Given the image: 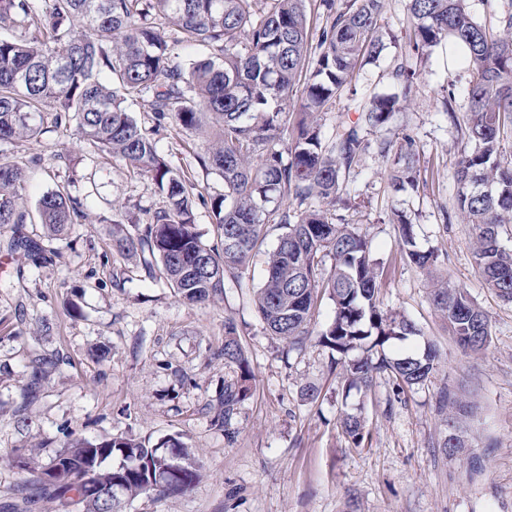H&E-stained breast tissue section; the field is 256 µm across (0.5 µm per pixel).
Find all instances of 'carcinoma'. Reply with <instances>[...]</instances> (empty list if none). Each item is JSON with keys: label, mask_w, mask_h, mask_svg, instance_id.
I'll return each mask as SVG.
<instances>
[{"label": "carcinoma", "mask_w": 512, "mask_h": 512, "mask_svg": "<svg viewBox=\"0 0 512 512\" xmlns=\"http://www.w3.org/2000/svg\"><path fill=\"white\" fill-rule=\"evenodd\" d=\"M306 0H0V26L18 34L0 36V145L41 133L44 113L59 127L77 121L83 137L109 159L120 158L146 175L167 199L166 208L136 234L112 227V250L128 257L148 252L158 264L148 275L174 288L190 304L224 291L237 279L268 228L280 229L268 253L257 310L272 335L291 350L303 347L323 297L333 317L319 343L339 355L346 388L367 390L374 374L388 372L397 385L425 383L439 354L391 358L381 351L393 339L415 336V325L379 305L378 268L370 240L354 224L336 220L312 205L341 200L346 175L368 148L366 131L379 130L412 92L409 66L393 70L402 96L378 95L362 108L361 122L343 126L324 140L320 113L348 86L356 68L379 58L384 0H319L326 16L321 52L307 55ZM497 24L479 21L469 0H408L413 21L412 52L423 55L444 41L462 45L470 71L465 136L456 180L480 182L482 190L457 192L458 211L475 231L473 257L486 288L512 302V250L499 243V228L512 223V0ZM179 43L202 46L208 58L183 65L166 26ZM246 34L247 43L239 37ZM302 88L300 119L285 150L281 116ZM141 100L151 112L146 129L126 102ZM173 122L209 134L211 146L199 163L224 180V193L210 199L214 239L192 230L193 186L160 156L154 135ZM391 161L389 177L399 190L419 186L415 140L378 142ZM25 171L0 157V228L11 230L10 251L24 250L40 263L59 256L23 232L32 222L24 206ZM35 212L58 236L87 219L80 199L63 185L44 194ZM399 245L410 261L433 277L431 303L459 348L483 354L491 340L487 314L466 290L433 276L437 256L415 249L414 224L393 211ZM364 356L345 360L351 351ZM224 361L236 366V382L224 386L216 422L233 434L238 406L251 394L253 371L238 340L237 326L224 320ZM436 409L448 427L440 444L466 432L469 405L445 389ZM344 433L355 445L364 439L361 414L347 413ZM168 469L164 485L151 477ZM202 465L177 437L148 448L130 437L90 441L75 438L38 470L36 483L71 504L83 496L85 512H122V504L142 494H182L201 478Z\"/></svg>", "instance_id": "obj_1"}]
</instances>
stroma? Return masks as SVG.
Wrapping results in <instances>:
<instances>
[{"mask_svg":"<svg viewBox=\"0 0 512 512\" xmlns=\"http://www.w3.org/2000/svg\"><path fill=\"white\" fill-rule=\"evenodd\" d=\"M381 24L389 35L384 49L322 112L324 138L356 122L374 96L401 90L391 72L408 52L406 0H384ZM450 93L456 101L448 113L443 101ZM467 104L464 51L434 48L417 65L408 101L381 131L396 142L414 137L424 188L394 192L389 165L373 149L347 180L356 203L347 217L371 239L380 264V305L418 330L391 341L386 352L416 354L431 344L440 353L429 380L404 390L384 373L369 390L345 393L330 349L312 339L291 350L270 334L253 295L277 231H269L241 282L187 304L149 279L143 259L112 249L113 225L137 232L164 207L150 179L121 159L104 162L73 123L34 141L14 140L10 156L28 163L27 206L65 183L94 221L72 225L50 264L6 252L10 233L0 231V455L29 448L39 467L76 437L131 436L151 447L175 436L194 450L204 475L190 491L144 494L124 512H512V303L484 286L472 258L473 227L456 208L455 171L466 138L452 115ZM155 140L202 201L223 193V179L197 160L206 135L171 123ZM35 154L41 163L29 164ZM202 201L193 229L209 241L213 224ZM396 209L412 215L416 247L435 252L438 273L488 314L491 342L482 356L465 355L435 313L426 275L399 247ZM69 297L79 315L66 311ZM228 318L254 373L231 441L214 421L225 383L237 379L220 355ZM45 320L50 330H43ZM311 384L319 389L313 400L303 394ZM445 387L463 391L473 405L468 446L455 455L440 446L446 427L435 405ZM356 410L365 420L358 447L341 428L343 414ZM32 479L30 471L0 462V512H80Z\"/></svg>","mask_w":512,"mask_h":512,"instance_id":"1","label":"stroma"}]
</instances>
